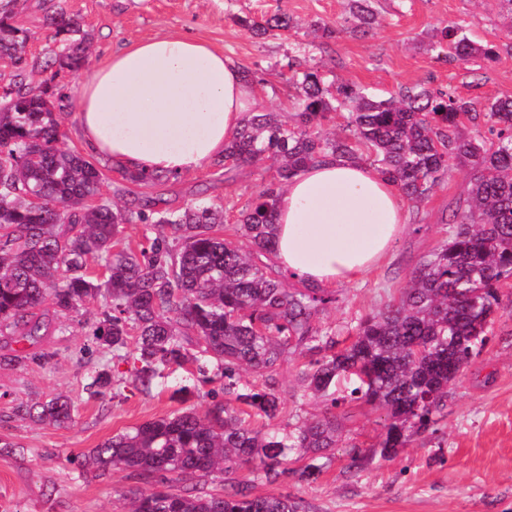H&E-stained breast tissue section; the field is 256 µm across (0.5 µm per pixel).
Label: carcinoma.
Segmentation results:
<instances>
[{
	"label": "carcinoma",
	"instance_id": "cac0c4a2",
	"mask_svg": "<svg viewBox=\"0 0 512 512\" xmlns=\"http://www.w3.org/2000/svg\"><path fill=\"white\" fill-rule=\"evenodd\" d=\"M16 7L17 0H0V57L21 73L31 35L11 23ZM350 10L364 26L375 21L367 0H350ZM51 23L64 65L80 69L82 41L71 39L78 22L60 11ZM241 24L262 34L286 32L291 19L283 13ZM436 49L462 61L490 63L499 55L497 45L473 42L458 26L440 30ZM287 67L294 118L253 112L224 148L223 160L234 167L270 157L279 162L277 177L259 186L236 218L247 249L223 237L224 210L212 205L121 211L91 203L103 174L60 146L57 89L8 83L10 103L0 107V335H41L47 323L35 309L48 299L69 313L101 297L105 310L92 335L99 348L115 352L136 337L130 355L140 364L143 388L151 387L158 365L188 360L189 336L224 378V400L206 413L187 408L145 422L85 456L89 469L124 470L145 485L132 512H303L287 495L252 494L251 483L317 479V457L339 442L333 409L348 399L385 411L376 452L384 459L397 455L410 435L437 424L456 379L448 360L467 366L489 343L503 309L501 289L512 280V94L482 104L415 85L382 99L346 83L333 88L294 57ZM343 111L350 114L344 133L322 134L331 114ZM466 121L487 125L494 139L459 137ZM328 155L366 162L412 202L428 198L452 164L473 170L467 208L454 215L449 240L415 266L398 302L357 322L348 345L335 329L312 324L336 297L323 288H290L270 264L277 193ZM31 195L41 197L40 207L30 204ZM122 224H162L170 234L146 235L133 251L119 247ZM297 350L310 355L300 371L303 387L329 407L288 432H272L267 422L281 412L273 373ZM242 371L265 376L263 388L239 385ZM342 381L351 389L338 397ZM237 403L256 420L243 417ZM19 411L58 424L71 419L70 404L60 398ZM304 456L310 462L294 466ZM244 466L252 479L233 492H197L214 474Z\"/></svg>",
	"mask_w": 512,
	"mask_h": 512
}]
</instances>
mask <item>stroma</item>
<instances>
[{
  "label": "stroma",
  "instance_id": "1",
  "mask_svg": "<svg viewBox=\"0 0 512 512\" xmlns=\"http://www.w3.org/2000/svg\"><path fill=\"white\" fill-rule=\"evenodd\" d=\"M377 20L359 28L349 0H22L16 22L32 38L24 81L51 77L47 61L60 44L47 15L63 11L76 18L87 37L83 71L55 77L66 98L60 121L66 148L83 152L77 129L76 88L84 72L104 64L112 51L160 35L198 39L251 69L265 112L287 113L284 66L304 52L308 66L328 81L346 82L382 98L400 88L426 85L463 99L491 100L512 94V15L498 0H369ZM285 11L293 18L290 35H258L241 24ZM336 29L333 38L320 26ZM458 25L475 42H492L500 54L493 63L438 57L431 44L438 28ZM101 194L116 207H136L138 199L157 209L178 210L203 202L223 207L227 218L253 197L276 164L225 171L211 161L197 171L144 186L123 180L108 162ZM468 170L454 167L424 201L407 203V226L392 253L357 282L336 287V301L314 320L348 337L358 318L379 310L409 287L417 262L444 243L448 220L464 208ZM104 305L95 299L78 311L58 314L40 308L48 320L45 335L16 342L0 336V512H130L138 488L127 472H85L84 453L112 435L173 414L182 405L206 412L222 399V378L198 383L207 366L195 340L185 344L188 363L162 368L151 389H143L132 361L102 352L88 336L86 323L99 320ZM307 355L295 354L278 370L275 388L283 411L271 429L287 431L325 409L323 398L303 392L297 375ZM105 367L111 385L91 394L95 368ZM66 398L72 419L48 425L18 413L23 404ZM341 441L329 452L318 479L255 484L254 494H286L306 512H512V315L500 316L494 336L450 386L447 406L435 430L414 434L388 460L373 455L384 414L360 402L336 410ZM359 462H352V454Z\"/></svg>",
  "mask_w": 512,
  "mask_h": 512
}]
</instances>
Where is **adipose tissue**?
<instances>
[{"mask_svg": "<svg viewBox=\"0 0 512 512\" xmlns=\"http://www.w3.org/2000/svg\"><path fill=\"white\" fill-rule=\"evenodd\" d=\"M86 150L143 175L179 176L220 158L258 105L234 60L183 36L113 51L78 89ZM276 259L315 288L358 281L405 227L397 187L372 167L329 156L277 200Z\"/></svg>", "mask_w": 512, "mask_h": 512, "instance_id": "ef3b65f1", "label": "adipose tissue"}]
</instances>
